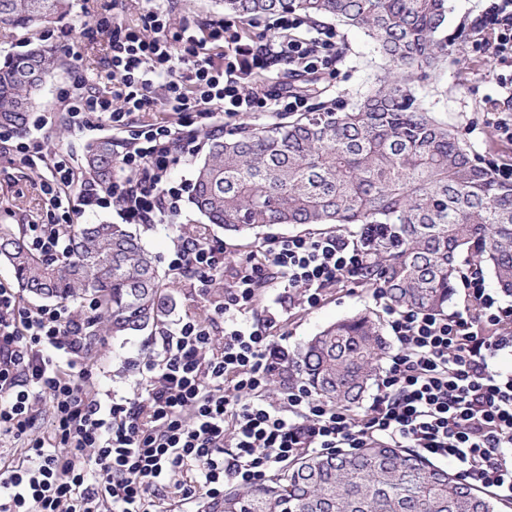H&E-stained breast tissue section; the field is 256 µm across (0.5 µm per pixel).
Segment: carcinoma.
<instances>
[{"label": "carcinoma", "mask_w": 512, "mask_h": 512, "mask_svg": "<svg viewBox=\"0 0 512 512\" xmlns=\"http://www.w3.org/2000/svg\"><path fill=\"white\" fill-rule=\"evenodd\" d=\"M244 19L301 12L363 31L388 71L348 111L301 112L285 125L242 123L207 139L190 204L208 223L242 234L275 224L341 229L375 225L364 285L392 307L443 312L462 273L461 255L512 295V183L472 157L459 136L428 112L414 74L448 57L439 38L448 0H224ZM69 0H0V23L44 25L68 14ZM59 66L42 46L0 62V127L22 133L45 81ZM118 149L90 143L80 166L101 184ZM70 256L50 263L23 233L0 225V260L20 292L68 303L90 294L91 336H132L165 313L151 254L124 224H74ZM379 322L366 313L339 319L300 346L293 367L323 399L354 409L387 353ZM498 500L405 448L378 456L372 445L303 455L275 481L229 488L204 512H497Z\"/></svg>", "instance_id": "obj_1"}]
</instances>
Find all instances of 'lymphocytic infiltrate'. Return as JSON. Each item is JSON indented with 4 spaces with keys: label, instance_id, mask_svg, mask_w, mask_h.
<instances>
[{
    "label": "lymphocytic infiltrate",
    "instance_id": "1",
    "mask_svg": "<svg viewBox=\"0 0 512 512\" xmlns=\"http://www.w3.org/2000/svg\"><path fill=\"white\" fill-rule=\"evenodd\" d=\"M169 14L150 9L130 27L96 20L108 33L104 74L111 96L89 90L82 74L60 93L74 132L104 120L118 131L119 162L108 186L88 179L70 148L45 149L36 134L0 128V157L39 173L46 198L26 225L41 256H66V230L78 218L115 210L126 224H170L189 183L177 166L202 150L199 125L223 113L304 112L306 99L251 85L272 59L303 76L334 70L336 31L308 29L285 14L267 43L214 20L168 30ZM474 49L489 57L504 104L492 125L512 142V0H487ZM169 119L132 125L136 112ZM377 230H335L273 239L234 267L222 303L207 318L170 322L162 349L135 367L133 396L88 392L90 343L65 304L30 308L0 283V512H156L176 485L180 504L217 499L234 485L254 488L301 454L334 453L376 442L409 448L451 465L468 485L512 504V305L485 279L466 276L464 304L450 315L392 310L395 348L363 416L333 406L292 380L293 354L281 332L286 302L320 306L327 290L360 285L366 244ZM222 244L177 236L174 276L209 288L229 265ZM223 323L224 340L212 326ZM280 378L283 396L267 387ZM53 429L36 435L42 402Z\"/></svg>",
    "mask_w": 512,
    "mask_h": 512
}]
</instances>
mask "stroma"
I'll use <instances>...</instances> for the list:
<instances>
[{
	"label": "stroma",
	"instance_id": "obj_1",
	"mask_svg": "<svg viewBox=\"0 0 512 512\" xmlns=\"http://www.w3.org/2000/svg\"><path fill=\"white\" fill-rule=\"evenodd\" d=\"M145 0H72L70 15L64 20L31 29H17L0 23V58L26 50L33 45L53 47L61 59L60 67L48 79L38 95L37 110L53 113L54 121L41 131L40 137L49 147L70 146L82 154L86 137L70 130L67 116L61 110L60 91L68 87L73 65H80L87 74H95L105 55L101 38L90 36L97 18L115 17L126 24L139 23L146 12ZM482 0H448V18L443 35L448 40L450 56L447 63L423 81L416 82L418 96L426 109L441 122L458 131L472 154L494 166L497 172L512 171V143L494 133L488 114L495 95L488 72L489 61L471 50L474 23L481 13ZM336 45L343 58L334 74L296 79L285 62H275L271 71L281 88L310 92V105L320 102L351 106L360 94L376 85L384 74V60L375 43L363 32L337 27ZM43 210L39 178L35 171L0 158V224H29L38 220ZM202 216L191 205H184L181 216L173 224H140L136 231L142 243L154 256L159 267H166L179 234L196 230ZM298 225H271L246 235L225 232L211 227V239L222 242L228 255L238 258L259 249L274 238L301 233ZM228 276L217 278L207 291L195 288H166V318L186 314L206 316L215 304L223 302ZM359 312L383 315L382 303L370 289L355 292H329L316 309H289L283 328L289 349H297L303 341L339 318ZM162 325H154L135 336L91 339V348L84 357L93 376L90 385L99 393L112 390L132 395L135 378L133 362L146 353L160 349Z\"/></svg>",
	"mask_w": 512,
	"mask_h": 512
}]
</instances>
